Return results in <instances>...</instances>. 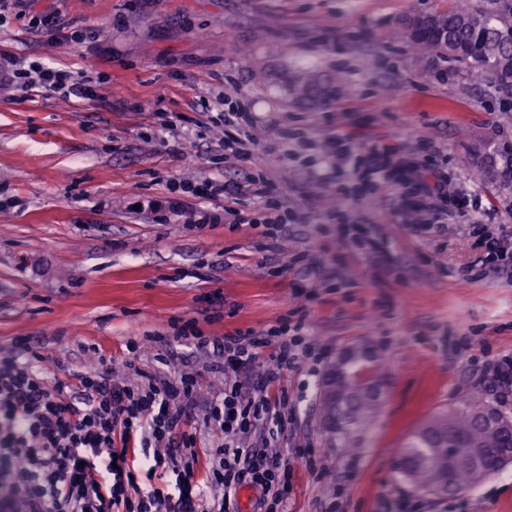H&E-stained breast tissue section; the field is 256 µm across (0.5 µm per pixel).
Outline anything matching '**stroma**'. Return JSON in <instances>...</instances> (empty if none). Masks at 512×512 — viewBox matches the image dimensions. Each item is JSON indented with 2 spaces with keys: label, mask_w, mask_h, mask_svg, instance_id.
<instances>
[{
  "label": "stroma",
  "mask_w": 512,
  "mask_h": 512,
  "mask_svg": "<svg viewBox=\"0 0 512 512\" xmlns=\"http://www.w3.org/2000/svg\"><path fill=\"white\" fill-rule=\"evenodd\" d=\"M448 0H30L32 15L58 17L87 38L71 43L27 19L0 27V54L58 69L104 75L93 101L66 104L42 93L0 91V352L29 338L62 371L112 359L114 382L139 384L192 374L189 411L202 420L224 395V358L176 340L193 324L213 338L236 330L304 322L322 352L284 385L293 411L281 451L294 467L288 512H376L405 499L420 512H512V465L460 496L415 494L398 483L397 458L435 412L481 395L512 416V383L484 374L512 364V266L482 261L484 235L512 225V183L497 149L512 140V107L475 71L438 55L419 57L397 36L410 15ZM268 72L253 79L254 62ZM307 64L342 75L346 93L306 108L289 102V69ZM234 81L267 142L288 131V165L268 156L266 200L241 196L237 209L298 210L294 253L319 254L344 286L306 278L290 256L248 224L190 228L165 213L137 214L130 194H166L169 178L244 182L250 162L227 164L221 131L197 137ZM179 114L182 153L165 146L163 114ZM354 147L391 144L423 174L448 177L463 208L430 200L431 236L414 235L404 204L411 187L357 185L337 175L322 189L325 152L336 131ZM489 170L474 180L477 167ZM346 193L345 221L378 225L390 253L378 265L346 237L326 199ZM304 292L293 301V292ZM160 337L129 370L130 338ZM370 343L384 359L388 394L376 423L346 450L323 431L319 388L337 350Z\"/></svg>",
  "instance_id": "35a3bbf8"
}]
</instances>
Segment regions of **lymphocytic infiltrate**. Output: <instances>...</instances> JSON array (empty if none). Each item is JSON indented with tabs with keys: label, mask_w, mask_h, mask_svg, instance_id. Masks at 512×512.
<instances>
[{
	"label": "lymphocytic infiltrate",
	"mask_w": 512,
	"mask_h": 512,
	"mask_svg": "<svg viewBox=\"0 0 512 512\" xmlns=\"http://www.w3.org/2000/svg\"><path fill=\"white\" fill-rule=\"evenodd\" d=\"M97 81L40 63L27 66L0 57V88L49 93L61 101L91 100ZM224 128L225 161L249 160L258 177L248 184L207 178L172 180L168 197L133 195L129 205L142 212H165L197 228L220 224L231 201L242 195L266 197L263 153L252 148L255 113L244 106L212 115ZM338 171L378 185L404 181L417 185L420 201L410 205L409 227L427 235L425 198L448 197V179L423 182L415 165L391 145L351 146L346 134L331 141ZM202 198L204 208L188 206ZM301 326L280 323L207 339L223 354L225 370L249 369L258 349L270 348L263 376L250 388L225 381L224 396L205 422L214 444L199 453L187 408L195 396L189 376L148 378L141 388L116 385L107 362L72 378L48 377L45 356L27 351L0 353V507L7 512H239L238 494H258L257 512H287L292 467L273 447L292 422L287 394L277 387L285 370L298 365L309 347ZM261 433L263 445L251 444Z\"/></svg>",
	"instance_id": "1"
}]
</instances>
